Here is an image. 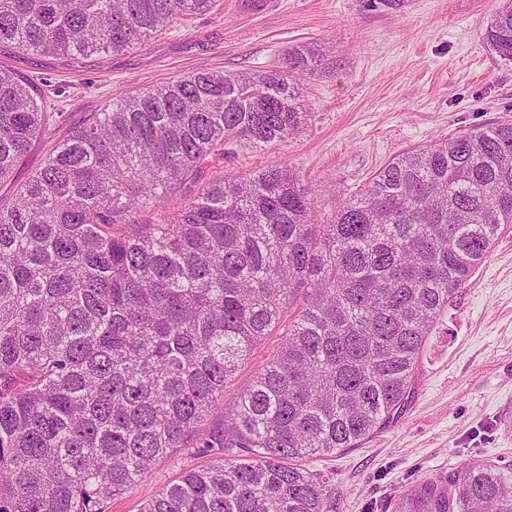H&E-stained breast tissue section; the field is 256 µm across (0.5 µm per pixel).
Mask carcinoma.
I'll list each match as a JSON object with an SVG mask.
<instances>
[{"instance_id": "cac0c4a2", "label": "carcinoma", "mask_w": 512, "mask_h": 512, "mask_svg": "<svg viewBox=\"0 0 512 512\" xmlns=\"http://www.w3.org/2000/svg\"><path fill=\"white\" fill-rule=\"evenodd\" d=\"M214 0H0V43L74 59L124 52ZM483 41L512 61V0ZM309 44L258 73L145 88L73 128L0 208V512H106L174 448L245 453L185 472L139 512H331L295 461L392 423L434 323L512 224V120L393 158L327 224L286 165L218 173L227 145L307 117ZM50 115L0 68V183ZM162 208L142 219L148 202ZM297 314L252 385L232 375ZM224 423L197 438L205 417ZM398 512H512V468L474 462Z\"/></svg>"}]
</instances>
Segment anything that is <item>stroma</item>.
<instances>
[{
	"label": "stroma",
	"instance_id": "obj_1",
	"mask_svg": "<svg viewBox=\"0 0 512 512\" xmlns=\"http://www.w3.org/2000/svg\"><path fill=\"white\" fill-rule=\"evenodd\" d=\"M503 0H278L242 10L215 0L210 11L181 16L138 47L79 61L31 55L0 45V67L31 87L52 113L0 207L74 126L138 89L199 71L256 72L279 67L290 48L316 43L326 69L302 79L309 118L284 142L236 147L224 157L235 178L289 164L312 193L316 216L364 188L390 160L500 120L512 119V62L482 40ZM271 334L238 368L224 394L252 385L280 344ZM401 418L357 447L302 459L330 475L336 512H396L421 484L490 460L512 466V224L458 289L437 320ZM219 455L176 448L110 500L106 512H139L183 472Z\"/></svg>",
	"mask_w": 512,
	"mask_h": 512
}]
</instances>
